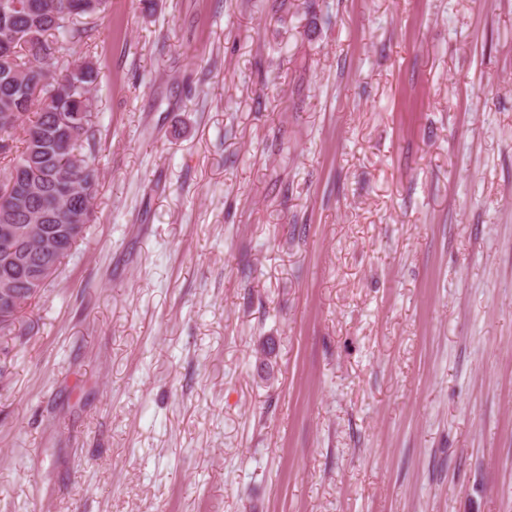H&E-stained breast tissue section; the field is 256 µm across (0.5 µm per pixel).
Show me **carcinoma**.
<instances>
[{
	"label": "carcinoma",
	"instance_id": "carcinoma-1",
	"mask_svg": "<svg viewBox=\"0 0 512 512\" xmlns=\"http://www.w3.org/2000/svg\"><path fill=\"white\" fill-rule=\"evenodd\" d=\"M63 3L0 0V151L22 116L38 105L36 120L24 131L25 147L0 184V215L12 210L10 223L0 221V278L9 275L15 292L8 316L0 320L1 333L46 288L30 282L25 269L51 259L56 272L74 246L66 236L44 239L42 215H54L61 226L81 209L84 223L91 220L97 172L92 155L81 149L101 71L91 60H76L58 74L50 49L90 37L91 29L76 28L73 20L101 15L107 0H72L66 15Z\"/></svg>",
	"mask_w": 512,
	"mask_h": 512
}]
</instances>
